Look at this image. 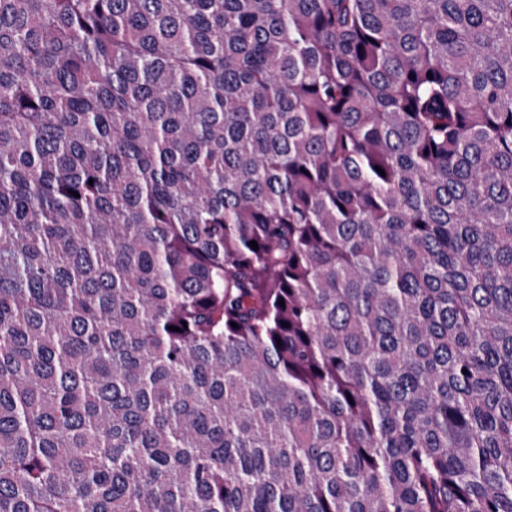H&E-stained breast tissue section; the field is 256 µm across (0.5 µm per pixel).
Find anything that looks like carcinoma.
Instances as JSON below:
<instances>
[{
  "mask_svg": "<svg viewBox=\"0 0 512 512\" xmlns=\"http://www.w3.org/2000/svg\"><path fill=\"white\" fill-rule=\"evenodd\" d=\"M0 512H512V0H0Z\"/></svg>",
  "mask_w": 512,
  "mask_h": 512,
  "instance_id": "obj_1",
  "label": "carcinoma"
}]
</instances>
